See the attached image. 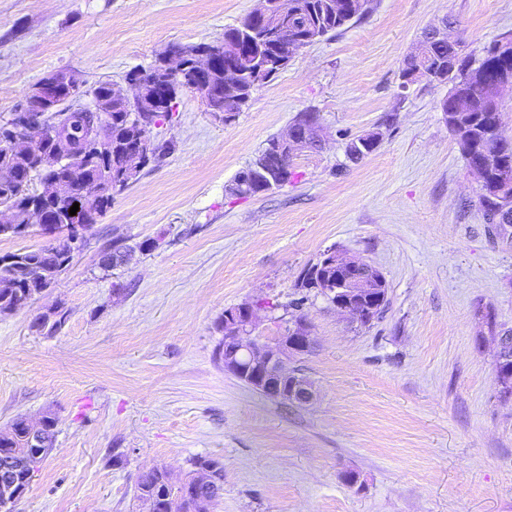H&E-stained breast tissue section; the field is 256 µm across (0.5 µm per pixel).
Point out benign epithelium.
<instances>
[{
	"instance_id": "obj_1",
	"label": "benign epithelium",
	"mask_w": 512,
	"mask_h": 512,
	"mask_svg": "<svg viewBox=\"0 0 512 512\" xmlns=\"http://www.w3.org/2000/svg\"><path fill=\"white\" fill-rule=\"evenodd\" d=\"M293 0H261V7L255 16L270 19L269 25L283 26L288 14L294 12ZM224 55V45L217 48L200 47L188 51L176 44L170 46L158 63L161 73H174L179 81L164 86V104L173 103L184 92L200 95L208 111L229 118L237 111L243 101L235 97V89L247 79V73L231 65L224 70V88L227 98L224 109L213 107L209 86L206 84L208 73L215 61ZM161 77L157 75H131L127 83L133 90L128 98L113 87L110 97L92 98L88 111L92 112L91 122L84 130L70 133L64 127V104L70 98L63 97L66 89L84 90L86 82L81 77L65 70H55L45 74L35 83L26 100L9 118L0 123V142L16 149L39 152L43 141L52 146V160L48 169L43 171L41 197H52L60 201H71L89 207L100 197L120 186L112 180V172L105 165L106 158L112 153V99H119L128 111V118L146 125L147 117L158 105V85ZM280 147V162L275 166L264 161L258 166V172L264 177L266 188L276 189L278 169L293 162L299 154L321 146V138L311 137L292 128L277 138ZM156 143L148 134H142L137 145L124 158L120 179L130 182L155 153ZM80 162L83 168L93 171L94 178L85 183L72 174L73 163ZM38 228L45 238L42 248L51 253H63L68 258L81 248L90 224H71L66 228L53 224L38 208L28 212L27 221L19 227L25 234ZM352 271L350 281L355 288H338L330 295V305L341 314H347L358 321H370L377 310L367 297L365 289L373 282L382 281L380 273L371 265L358 260L349 263ZM260 324L255 306L242 303L225 315L224 319V371L241 380L247 386L269 393L278 400L301 406L310 404L315 397L313 383L296 370L287 367L288 361L308 353L312 346L311 325L306 317L300 316L291 322L287 329L272 336H256L254 332ZM29 444L40 448L47 443L42 425L25 421ZM17 462L10 456L0 458V497L14 501L21 496L16 482ZM179 487L187 495H192L202 503H213L219 494L197 483L181 482Z\"/></svg>"
}]
</instances>
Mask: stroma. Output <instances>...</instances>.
<instances>
[{
	"mask_svg": "<svg viewBox=\"0 0 512 512\" xmlns=\"http://www.w3.org/2000/svg\"><path fill=\"white\" fill-rule=\"evenodd\" d=\"M259 0H0V117L46 73L126 87L170 44L220 42ZM447 24L466 51L512 34V0H374L359 22L297 51L230 120L180 94L152 127L169 153L97 217L43 297L0 314V432L54 417L56 440L13 512H143L136 481L198 457L224 465L211 512H512V393L486 316L512 328V242L492 237L479 187L440 110L447 85H404L402 60ZM320 148L288 185L228 184L298 113ZM377 132L361 162L345 149ZM153 239L151 251H137ZM128 261L104 270L113 241ZM379 270L382 318L364 326L302 270L328 249ZM262 303L261 335L305 315L295 365L318 388L276 402L225 372L226 308ZM56 332L34 325L56 304ZM355 473L348 484L346 473Z\"/></svg>",
	"mask_w": 512,
	"mask_h": 512,
	"instance_id": "obj_1",
	"label": "stroma"
}]
</instances>
